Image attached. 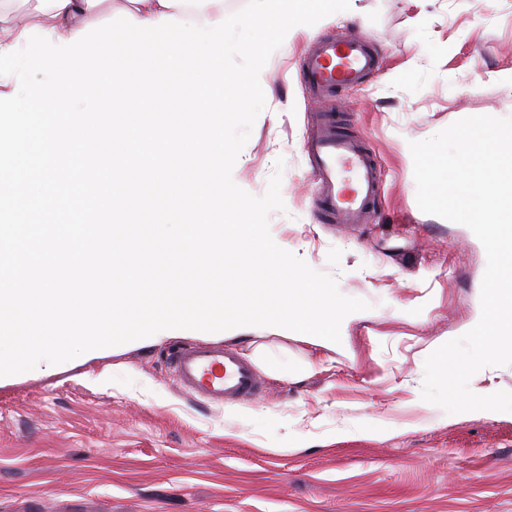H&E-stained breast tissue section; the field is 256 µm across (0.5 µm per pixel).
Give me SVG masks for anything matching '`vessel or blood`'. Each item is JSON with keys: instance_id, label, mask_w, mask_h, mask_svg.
I'll return each instance as SVG.
<instances>
[{"instance_id": "1", "label": "vessel or blood", "mask_w": 512, "mask_h": 512, "mask_svg": "<svg viewBox=\"0 0 512 512\" xmlns=\"http://www.w3.org/2000/svg\"><path fill=\"white\" fill-rule=\"evenodd\" d=\"M376 63L367 39L341 35L318 43L304 59L301 76L309 93L320 99L356 87ZM305 150L320 184L323 217L333 224L365 223L380 192L374 154L332 114L313 118ZM169 367L180 389L213 405L249 401L262 391L253 365L218 345L179 347L170 354Z\"/></svg>"}]
</instances>
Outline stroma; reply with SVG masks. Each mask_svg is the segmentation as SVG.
<instances>
[{"mask_svg": "<svg viewBox=\"0 0 512 512\" xmlns=\"http://www.w3.org/2000/svg\"><path fill=\"white\" fill-rule=\"evenodd\" d=\"M369 38L362 84L312 98L300 63L321 39ZM272 96L232 171L263 195L272 237L370 305L336 350L266 334L183 332L0 379V512H512V412L446 415L424 362L471 324L487 258L467 226L423 213L403 152L471 116L512 117V0H353L268 61ZM336 113L381 169L371 223H325L304 151L311 112ZM283 169H276V160ZM255 347L316 367L259 368L246 415L179 390L168 353Z\"/></svg>", "mask_w": 512, "mask_h": 512, "instance_id": "stroma-1", "label": "stroma"}]
</instances>
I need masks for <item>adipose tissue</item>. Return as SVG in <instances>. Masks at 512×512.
<instances>
[{
	"instance_id": "ef3b65f1",
	"label": "adipose tissue",
	"mask_w": 512,
	"mask_h": 512,
	"mask_svg": "<svg viewBox=\"0 0 512 512\" xmlns=\"http://www.w3.org/2000/svg\"><path fill=\"white\" fill-rule=\"evenodd\" d=\"M92 0H0V50L14 45L23 29L14 25L11 17L23 6L49 16L47 30L54 36L70 38L86 25L85 16ZM135 19L157 20L173 15L185 21L204 25L224 14V0H132Z\"/></svg>"
}]
</instances>
